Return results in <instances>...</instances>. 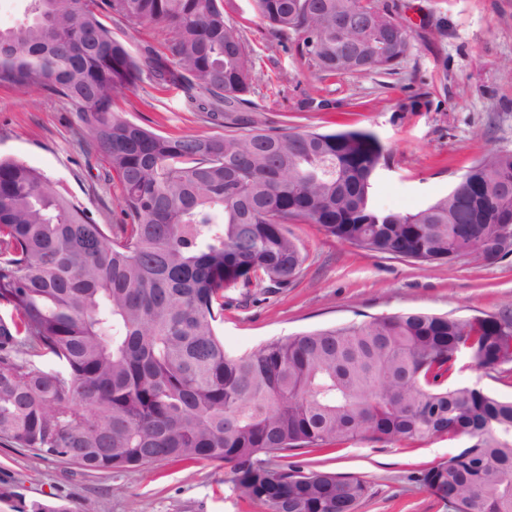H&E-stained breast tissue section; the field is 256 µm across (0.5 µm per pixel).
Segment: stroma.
Returning a JSON list of instances; mask_svg holds the SVG:
<instances>
[{
	"label": "stroma",
	"instance_id": "35a3bbf8",
	"mask_svg": "<svg viewBox=\"0 0 512 512\" xmlns=\"http://www.w3.org/2000/svg\"><path fill=\"white\" fill-rule=\"evenodd\" d=\"M410 31L411 49L390 75L318 78L299 55L297 35H276L253 0H234L253 53L251 100L275 125L321 131L365 129L387 154L374 182L383 210L413 212L446 195L473 162L512 150V0H383ZM314 97L326 109L307 112ZM128 119L168 135L210 133L185 110L181 92L142 79L122 103ZM0 155L63 183L97 223L124 224L122 189L103 156L83 147L67 100L24 88H0ZM289 232L308 255L292 284L224 291V348L253 351L280 337L402 310L437 314H512V257L494 265L461 259L423 267L370 254L312 224ZM466 439L417 444L357 442L328 454L299 453L293 464L366 481L358 512H449L411 474L459 452ZM25 501L65 504L69 512H259L241 499L229 468L150 462L109 473L37 458L0 446V486Z\"/></svg>",
	"mask_w": 512,
	"mask_h": 512
}]
</instances>
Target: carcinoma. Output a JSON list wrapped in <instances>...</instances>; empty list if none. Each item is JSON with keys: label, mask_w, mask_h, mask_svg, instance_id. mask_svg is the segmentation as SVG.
I'll return each mask as SVG.
<instances>
[{"label": "carcinoma", "mask_w": 512, "mask_h": 512, "mask_svg": "<svg viewBox=\"0 0 512 512\" xmlns=\"http://www.w3.org/2000/svg\"><path fill=\"white\" fill-rule=\"evenodd\" d=\"M319 73H388L411 35L378 0H254ZM232 0H30L0 29V87L79 108L122 187L129 224H99L63 184L0 157V443L110 472L169 459L230 467L262 512H358V477L280 464L349 442L465 438L412 479L452 512H512V399L458 385L460 363L512 364V317L422 310L224 351V289L284 288L307 253L286 224L422 265L512 255V151L413 213L371 189L385 154L365 130L268 126L246 109L254 63ZM363 26L346 31L343 23ZM162 27L163 52L120 37ZM187 93L216 129L167 136L116 101L143 75ZM14 512H67L19 501Z\"/></svg>", "instance_id": "1"}]
</instances>
